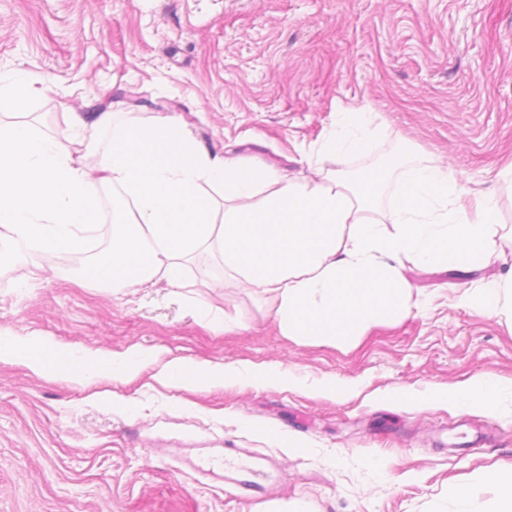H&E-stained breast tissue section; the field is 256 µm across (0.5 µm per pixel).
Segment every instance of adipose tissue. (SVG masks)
Wrapping results in <instances>:
<instances>
[{
	"label": "adipose tissue",
	"mask_w": 512,
	"mask_h": 512,
	"mask_svg": "<svg viewBox=\"0 0 512 512\" xmlns=\"http://www.w3.org/2000/svg\"><path fill=\"white\" fill-rule=\"evenodd\" d=\"M97 131L112 145L94 167L75 158L72 139L0 122V266L15 244L45 258L80 250L83 235L102 221L99 186L122 191L128 217L113 215L112 247L82 269L90 283L136 288L161 282L182 288L200 254L212 256L225 277L275 304L284 336L346 343L410 310L405 263L466 266L488 260L499 226L493 198L475 209L445 165L420 162L388 212L379 199L400 158L355 178L337 171L297 180L272 167L254 168L202 150L173 117L145 129L117 125L100 113ZM340 131L323 140L317 160H343L365 151L373 135L360 110L341 113ZM224 192V208L205 193ZM460 301L512 321V278L465 291ZM18 358L37 372H70L74 363L39 336L14 338L0 357ZM139 352L97 350L83 363L98 376H128L142 366ZM165 386L198 388L253 382L292 387L278 370L167 362L156 374Z\"/></svg>",
	"instance_id": "adipose-tissue-1"
}]
</instances>
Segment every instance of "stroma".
Masks as SVG:
<instances>
[{"instance_id":"obj_1","label":"stroma","mask_w":512,"mask_h":512,"mask_svg":"<svg viewBox=\"0 0 512 512\" xmlns=\"http://www.w3.org/2000/svg\"><path fill=\"white\" fill-rule=\"evenodd\" d=\"M24 72L38 92L12 114L71 137L95 164L111 145L102 112L149 127L182 118L205 151L311 180L308 160L349 107L370 112L368 154L451 166L497 201V253L469 267L405 263L409 314L337 345L283 336L272 303L225 279L212 258L184 288L97 287L78 267L112 245L121 193L99 189L103 219L86 249L46 262L26 249L0 268V338L39 335L72 359L106 348L165 350L191 363L282 370L296 386L164 388L145 365L129 381L38 373L0 360V512H455L493 498L512 463V325L458 304L512 274V0H0V78ZM236 320L232 330L206 313ZM484 379L493 406L450 393ZM353 396H321L330 382ZM491 443L449 448L461 430ZM202 448L224 478L183 462ZM269 474L262 496L234 488L243 466Z\"/></svg>"}]
</instances>
